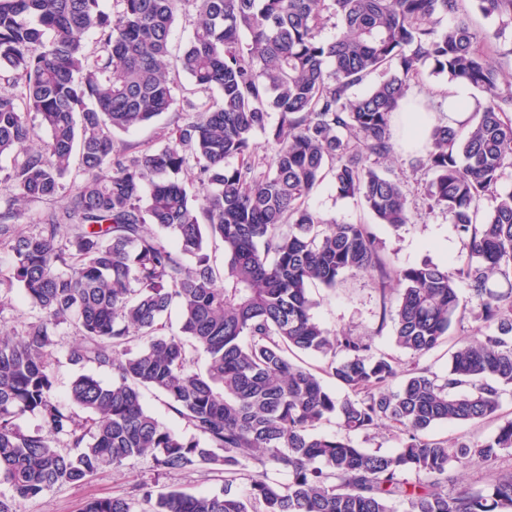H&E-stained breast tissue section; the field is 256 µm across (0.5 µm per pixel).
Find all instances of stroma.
I'll return each mask as SVG.
<instances>
[{"label": "stroma", "mask_w": 512, "mask_h": 512, "mask_svg": "<svg viewBox=\"0 0 512 512\" xmlns=\"http://www.w3.org/2000/svg\"><path fill=\"white\" fill-rule=\"evenodd\" d=\"M395 135L399 147L392 158L380 168L390 177L404 182L410 190L409 202L414 213L409 224L391 230L373 224L360 198H339L331 182H323L308 198L309 207L327 219L346 224H372L382 243V254L394 269L416 266L431 261L454 270L465 262V252L453 224L440 212L428 211L425 186L429 175L425 169L413 168L408 156L413 147L408 142L405 124H398ZM314 299L315 318L328 330L372 337L378 350L395 353L391 328H380L381 301L370 277L357 276L332 290H319ZM39 314L19 288L0 286V329L19 330L24 323ZM158 482L159 486H174L189 493H218L224 487L220 474L202 467L194 471L173 472L156 476L150 463L130 461L118 471L103 470L84 482L55 487L41 496L16 500V512H79L83 503L92 498L127 494L140 482Z\"/></svg>", "instance_id": "35a3bbf8"}]
</instances>
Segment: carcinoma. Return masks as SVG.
Instances as JSON below:
<instances>
[{
    "label": "carcinoma",
    "mask_w": 512,
    "mask_h": 512,
    "mask_svg": "<svg viewBox=\"0 0 512 512\" xmlns=\"http://www.w3.org/2000/svg\"><path fill=\"white\" fill-rule=\"evenodd\" d=\"M183 2L194 30L176 69L218 98L186 102L162 145L130 155L114 133L176 111L166 59ZM476 2L512 22V0ZM332 17L338 32L324 41ZM489 40L462 0H113L110 12L102 0H0V72L12 73L0 87V156L14 161L0 246L14 256L8 284L39 309L21 332L0 333V512L130 460L159 474L207 467L224 489L138 483L80 512H512V469L478 491L455 479L512 450V418L500 414L512 388V190L498 191L512 169V82L502 84ZM427 68L483 94L464 119L427 129L416 159L433 174L427 209L448 215L467 252L454 273L427 261L395 270L371 225L325 220L306 204L329 178L376 223L411 220L409 189L370 160L395 154L409 81ZM373 74L367 92H351ZM33 116L47 133L37 150ZM258 132L272 151L266 166ZM69 176L64 209L19 224L16 205L55 197ZM486 197L495 205L483 213ZM211 244L223 249L219 268ZM372 273L380 327L392 323L395 345L416 358L454 325L479 323L453 344L446 374L315 319L312 289ZM173 308L176 332L164 322ZM64 324L79 335L69 365L112 371L109 382L75 376L67 404L52 367ZM300 353L322 365L300 364ZM144 390L163 395L193 436L152 416ZM26 414L37 428L16 424ZM331 415L343 433H318ZM490 419L498 427L485 441L427 437ZM383 425L400 431L401 448L354 443Z\"/></svg>",
    "instance_id": "1"
}]
</instances>
